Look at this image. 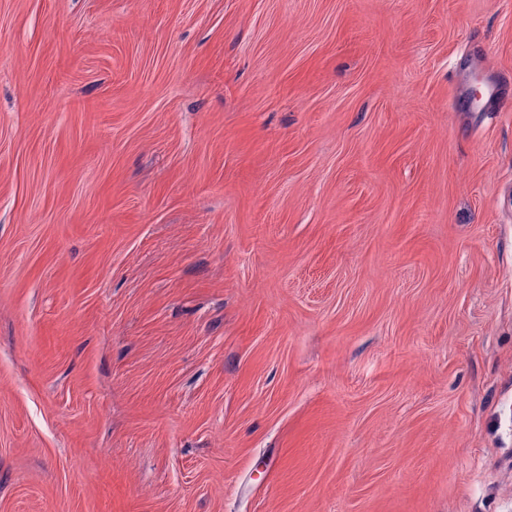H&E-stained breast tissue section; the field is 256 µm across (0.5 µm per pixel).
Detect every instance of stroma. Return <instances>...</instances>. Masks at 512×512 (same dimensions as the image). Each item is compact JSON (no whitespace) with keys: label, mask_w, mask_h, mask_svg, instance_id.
<instances>
[{"label":"stroma","mask_w":512,"mask_h":512,"mask_svg":"<svg viewBox=\"0 0 512 512\" xmlns=\"http://www.w3.org/2000/svg\"><path fill=\"white\" fill-rule=\"evenodd\" d=\"M0 512H512V0H0Z\"/></svg>","instance_id":"obj_1"}]
</instances>
